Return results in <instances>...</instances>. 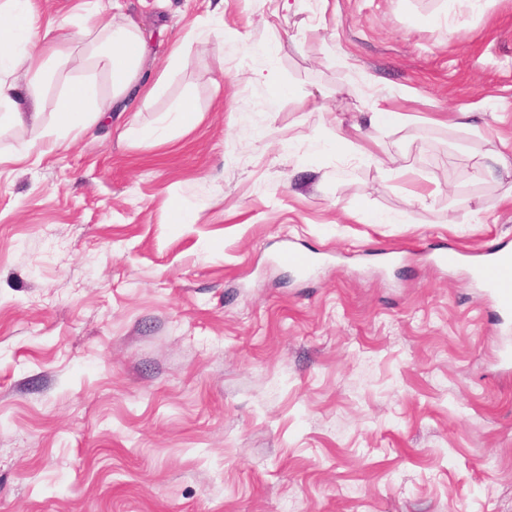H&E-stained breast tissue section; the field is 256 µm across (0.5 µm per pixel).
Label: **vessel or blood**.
I'll return each mask as SVG.
<instances>
[{
  "instance_id": "1",
  "label": "vessel or blood",
  "mask_w": 512,
  "mask_h": 512,
  "mask_svg": "<svg viewBox=\"0 0 512 512\" xmlns=\"http://www.w3.org/2000/svg\"><path fill=\"white\" fill-rule=\"evenodd\" d=\"M278 260L302 273L309 272L313 265L311 254L291 245L280 250ZM432 260L443 269L467 268L482 298L500 314L512 315V251L488 250L474 260L467 253L448 247L433 253Z\"/></svg>"
}]
</instances>
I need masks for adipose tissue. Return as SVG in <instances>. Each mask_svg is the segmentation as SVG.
Listing matches in <instances>:
<instances>
[{"instance_id":"ef3b65f1","label":"adipose tissue","mask_w":512,"mask_h":512,"mask_svg":"<svg viewBox=\"0 0 512 512\" xmlns=\"http://www.w3.org/2000/svg\"><path fill=\"white\" fill-rule=\"evenodd\" d=\"M31 0H0V118L22 130L58 139L91 127L97 115L108 111L114 100L125 95L136 80L147 51L145 33L136 24L111 26L99 11L89 9L83 16L86 33L95 37L94 59L108 75L111 98L98 94L94 78L70 82L56 109L45 113L40 84L63 67V51L47 50L34 32Z\"/></svg>"}]
</instances>
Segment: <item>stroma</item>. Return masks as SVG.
I'll return each instance as SVG.
<instances>
[{"instance_id":"stroma-1","label":"stroma","mask_w":512,"mask_h":512,"mask_svg":"<svg viewBox=\"0 0 512 512\" xmlns=\"http://www.w3.org/2000/svg\"><path fill=\"white\" fill-rule=\"evenodd\" d=\"M93 2L137 85L21 161L0 129V512H512V320L429 256L512 249V0ZM80 3L34 0L48 113L112 95ZM200 120V113L191 100L182 102L172 115V122L182 131L193 129ZM278 260L283 265L302 273L309 272L313 265V257L311 254L292 245H286L280 250Z\"/></svg>"}]
</instances>
